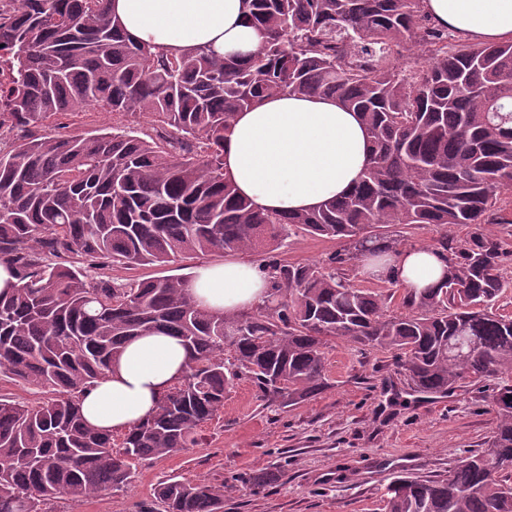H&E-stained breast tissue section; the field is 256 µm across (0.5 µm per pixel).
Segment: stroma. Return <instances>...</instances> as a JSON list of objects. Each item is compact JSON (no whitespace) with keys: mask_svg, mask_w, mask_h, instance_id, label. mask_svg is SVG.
Instances as JSON below:
<instances>
[{"mask_svg":"<svg viewBox=\"0 0 512 512\" xmlns=\"http://www.w3.org/2000/svg\"><path fill=\"white\" fill-rule=\"evenodd\" d=\"M338 241L292 230L278 257L285 264L320 262ZM210 252L162 265L114 263L118 283L190 276ZM330 389L295 406L265 405L254 385L239 381L224 412L198 431L189 448L136 463L127 490L55 500L52 512H163L154 497L170 478L227 485L224 512H383L391 478L432 480L458 460L485 448L497 425L492 393L476 383L422 398L410 390L394 352L336 342L326 355ZM268 478L252 490L249 478Z\"/></svg>","mask_w":512,"mask_h":512,"instance_id":"35a3bbf8","label":"stroma"}]
</instances>
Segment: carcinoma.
<instances>
[{"label": "carcinoma", "mask_w": 512, "mask_h": 512, "mask_svg": "<svg viewBox=\"0 0 512 512\" xmlns=\"http://www.w3.org/2000/svg\"><path fill=\"white\" fill-rule=\"evenodd\" d=\"M110 0H0V373L45 394L0 397V512H48L60 494L129 487L141 460L170 456L224 411L247 378L292 406L330 387L326 350L342 339L396 352L411 390L444 395L494 382L488 448L435 480L396 478L385 512H512V286L498 227L512 194V44L448 47L422 0H246L265 35L248 54L154 51L111 20ZM275 94L329 95L359 113L372 146L346 196L293 214L260 211L224 176L236 112ZM103 107L144 130L51 134L60 116ZM444 229L438 288H356L369 253L398 250L388 227ZM466 224L459 238L450 228ZM342 242L322 264L270 260L268 299L224 314L193 300L189 278L114 285L86 269L165 264L216 251L280 249L291 228ZM179 337L185 375L123 436L88 425L80 397L131 339ZM166 512H224V486L170 478Z\"/></svg>", "instance_id": "cac0c4a2"}]
</instances>
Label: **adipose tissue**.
<instances>
[{
    "label": "adipose tissue",
    "mask_w": 512,
    "mask_h": 512,
    "mask_svg": "<svg viewBox=\"0 0 512 512\" xmlns=\"http://www.w3.org/2000/svg\"><path fill=\"white\" fill-rule=\"evenodd\" d=\"M437 25L485 43L512 41V0H424ZM127 36L156 50L259 49L263 35L245 19L244 0H111ZM370 159L367 131L357 113L336 99L289 96L263 99L239 112L224 138V174L235 190L265 212L296 213L349 193ZM369 277L392 278L404 288H435L447 266L430 248L402 249L391 263L365 265ZM269 288L263 266L227 258L200 266L190 282L197 303L238 313L261 305ZM181 340L150 333L128 342L111 372L86 389L80 410L94 428L125 432L150 418L158 400L182 378Z\"/></svg>",
    "instance_id": "adipose-tissue-1"
}]
</instances>
